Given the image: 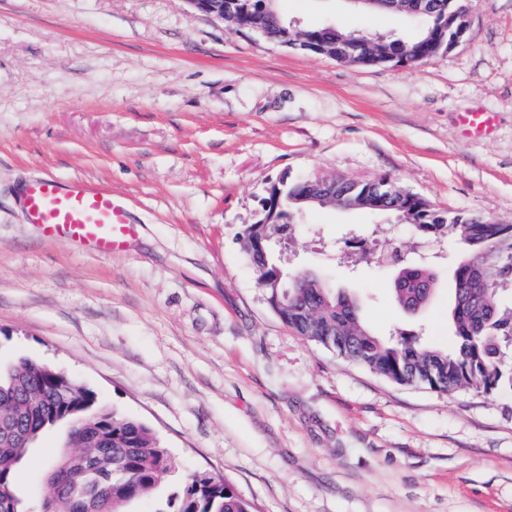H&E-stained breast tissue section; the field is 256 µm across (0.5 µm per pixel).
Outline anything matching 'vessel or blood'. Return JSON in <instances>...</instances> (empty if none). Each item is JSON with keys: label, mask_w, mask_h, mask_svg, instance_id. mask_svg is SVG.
<instances>
[{"label": "vessel or blood", "mask_w": 512, "mask_h": 512, "mask_svg": "<svg viewBox=\"0 0 512 512\" xmlns=\"http://www.w3.org/2000/svg\"><path fill=\"white\" fill-rule=\"evenodd\" d=\"M22 208L45 237L62 236L103 254L122 253L135 234L122 201L112 191L91 188L79 179L62 183L44 177L29 182Z\"/></svg>", "instance_id": "vessel-or-blood-1"}]
</instances>
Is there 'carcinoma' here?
<instances>
[{"label": "carcinoma", "instance_id": "1", "mask_svg": "<svg viewBox=\"0 0 512 512\" xmlns=\"http://www.w3.org/2000/svg\"><path fill=\"white\" fill-rule=\"evenodd\" d=\"M245 5L238 16L237 29L251 30L260 21L267 38L279 42L290 31V22L280 13L260 15L262 0H239ZM431 14L414 20L417 27L407 36H390L382 50L393 65L415 66L456 46L460 16L469 9L468 0H432ZM309 178L284 182L269 198L270 209L280 213L308 207L296 199L304 195ZM368 184L349 180L336 182V194L320 202L346 208L357 202ZM383 213L399 218L413 215V231L424 240L452 236L464 251L465 259L453 273L451 317L456 344L439 350L418 336H400L386 341L366 329L360 320L357 302L334 291L326 281L308 270L288 276L285 288L272 282L284 273L267 242L252 238L245 227L242 240L254 267L258 284L266 291L271 309L289 328L307 341L323 346L325 341L350 340L338 354L395 384H421L439 392L473 390L483 394L512 391V304L500 294L512 291V224H498L466 212H441L410 203L405 193L393 186L384 191ZM435 264L404 261L392 282L396 304L408 314H416L431 301L437 285ZM94 393L65 371L32 359H22L0 371V415L24 413L30 438L0 443V512H26L27 505L16 488V471L27 455L30 440L40 438L55 427L53 419H80L101 425L112 434V501L102 504V512H126L129 504L155 494L171 473V456L151 428L114 411L95 407ZM72 450L62 448L47 481L41 512H76L74 496L88 491L95 479L89 465L84 478H71ZM159 512H252V507L227 480L206 471H195L167 495Z\"/></svg>", "mask_w": 512, "mask_h": 512}]
</instances>
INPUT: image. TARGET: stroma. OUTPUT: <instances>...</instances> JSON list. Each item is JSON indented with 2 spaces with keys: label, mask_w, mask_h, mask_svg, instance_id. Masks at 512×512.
<instances>
[{
  "label": "stroma",
  "mask_w": 512,
  "mask_h": 512,
  "mask_svg": "<svg viewBox=\"0 0 512 512\" xmlns=\"http://www.w3.org/2000/svg\"><path fill=\"white\" fill-rule=\"evenodd\" d=\"M299 29L391 36L412 24L350 0H279ZM491 113L489 135L460 115ZM112 190L136 226L123 253L47 239L28 180ZM383 178L439 211L512 224V0H472L470 27L419 66L364 67L235 34L188 0H0V368H61L139 419L172 457L254 512H512V393L398 385L288 328L240 235L283 180ZM276 254L354 298L387 338L452 346L455 240L416 242L369 210L314 208ZM437 255L419 315L365 248ZM66 428L16 473L42 491Z\"/></svg>",
  "instance_id": "1"
}]
</instances>
